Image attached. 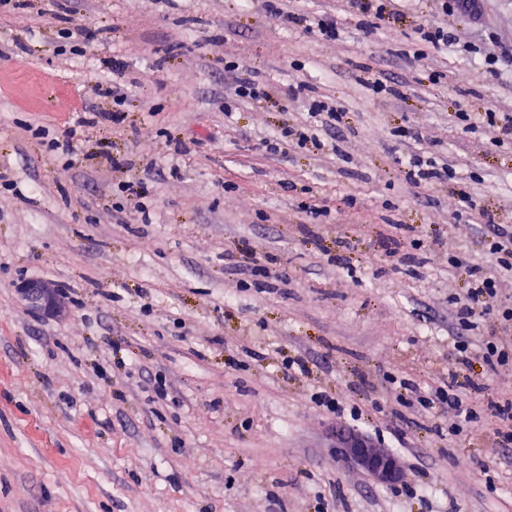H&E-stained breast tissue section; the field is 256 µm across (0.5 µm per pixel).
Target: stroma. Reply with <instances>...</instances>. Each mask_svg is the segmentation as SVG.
Returning <instances> with one entry per match:
<instances>
[{
  "label": "stroma",
  "mask_w": 512,
  "mask_h": 512,
  "mask_svg": "<svg viewBox=\"0 0 512 512\" xmlns=\"http://www.w3.org/2000/svg\"><path fill=\"white\" fill-rule=\"evenodd\" d=\"M480 5L475 21L393 0L376 23L352 0H69V29L98 33L81 59L54 0L0 13V512H512V447L486 410L512 399V371H460L483 414L455 436L454 409L393 384L447 385L481 215L512 227V139L487 121L512 114V0ZM429 22L459 44L427 48ZM111 79L116 120L94 92ZM244 80L270 98L234 100ZM312 98L336 130L310 122ZM84 107L103 120L78 126ZM288 125L309 145L277 139ZM37 126L77 129L71 158ZM414 154L450 179L411 182ZM136 176L145 217L119 190ZM395 241L417 244L414 267L386 255ZM244 246L278 261L243 287ZM28 280L55 310L29 308ZM504 303L512 279L465 339L512 344ZM351 435L395 456L396 483L342 457Z\"/></svg>",
  "instance_id": "1"
}]
</instances>
